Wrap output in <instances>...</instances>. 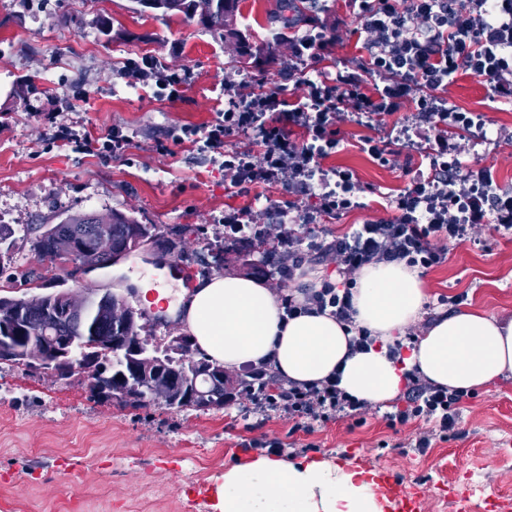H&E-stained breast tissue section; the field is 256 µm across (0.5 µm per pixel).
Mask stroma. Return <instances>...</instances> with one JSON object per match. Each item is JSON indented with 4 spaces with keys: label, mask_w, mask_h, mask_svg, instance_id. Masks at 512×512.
Returning a JSON list of instances; mask_svg holds the SVG:
<instances>
[{
    "label": "stroma",
    "mask_w": 512,
    "mask_h": 512,
    "mask_svg": "<svg viewBox=\"0 0 512 512\" xmlns=\"http://www.w3.org/2000/svg\"><path fill=\"white\" fill-rule=\"evenodd\" d=\"M315 13L323 30L349 33L326 55L323 70L333 76L357 69L365 50L353 34L361 21L348 0H319ZM102 17L112 23L111 37L98 33ZM236 27L251 48L243 67L198 21L142 15L132 0H0V225L15 230L0 243L7 269L0 297L108 290L143 310L146 336L160 337L179 325L144 307L139 281L164 268L185 281L213 271L260 276L261 254L225 247L219 220L230 210L288 200V192L261 186L233 194L210 152L172 143L173 131L210 123L223 111L227 73L289 97L302 94L297 76L267 50L284 27L278 0H241ZM146 54L190 68L183 97L160 100L152 88L119 78L126 59ZM443 96L473 119L469 129L451 133L461 161L485 168L501 192L512 194V102L470 75ZM50 112L83 131L122 124L131 148L125 157L102 158L53 145L41 137ZM434 135L407 110L382 125L363 115L345 124L339 148L322 166L353 170L357 205L324 219L319 236L329 242L353 225L391 218L390 202L409 187L413 171L428 170L418 146ZM367 137L385 138L395 162L384 166L364 152ZM159 140L172 144V153L159 154ZM114 212L154 225L156 243L90 273L47 267L32 249L34 234L64 216ZM179 232L183 253L167 252ZM447 249V261L422 274L429 296L423 321L462 308L512 317V231L490 222ZM428 428L413 420L391 430L372 409L361 426L337 420L297 439L315 443L314 457L389 471L408 488L430 487L421 512H451L450 498L468 489L472 512H498L499 495L512 496V375L463 397L455 438L414 448L416 434ZM253 437L236 403L207 411L157 402L132 407L92 393L85 381H55L0 363V512H212L216 478L248 456Z\"/></svg>",
    "instance_id": "35a3bbf8"
}]
</instances>
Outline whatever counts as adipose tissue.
I'll return each mask as SVG.
<instances>
[{
	"instance_id": "adipose-tissue-1",
	"label": "adipose tissue",
	"mask_w": 512,
	"mask_h": 512,
	"mask_svg": "<svg viewBox=\"0 0 512 512\" xmlns=\"http://www.w3.org/2000/svg\"><path fill=\"white\" fill-rule=\"evenodd\" d=\"M146 306L179 321L197 353L225 370L271 361L281 375L311 384L340 373V386L370 404L400 396L408 371L429 383L468 394L512 374V318L477 309L440 315L398 355L389 348L420 319L425 283L402 262L364 266L353 290L354 323L330 312L285 317L263 282L215 272L172 293L165 284L141 282ZM369 331L364 350L351 344ZM213 512H384L373 474L350 461H288L253 455L225 469L213 492Z\"/></svg>"
}]
</instances>
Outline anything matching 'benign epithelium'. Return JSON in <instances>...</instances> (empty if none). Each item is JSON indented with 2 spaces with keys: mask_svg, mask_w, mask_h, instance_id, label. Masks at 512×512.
I'll return each mask as SVG.
<instances>
[{
  "mask_svg": "<svg viewBox=\"0 0 512 512\" xmlns=\"http://www.w3.org/2000/svg\"><path fill=\"white\" fill-rule=\"evenodd\" d=\"M45 234L51 237L55 262L59 266L90 270L104 269L127 255V250L113 242L112 229L108 224L84 227L73 224L70 229L55 232L49 227ZM95 298V291L88 290L76 295L68 290L52 295H35L22 300L0 298V314L6 315L0 321V355L15 356L20 352L17 341L29 332L30 316L63 314L72 327L82 328L87 310ZM140 316L127 299L115 296L103 321L112 326V335L98 336L95 333L61 334L56 331L40 336L36 351L30 360L37 362L39 371L56 381H68L77 376L90 384L93 391L113 399H130L125 381L139 379L144 383V394L138 396L141 402L171 403L176 389L175 381L155 369L159 358L150 348L149 339L141 336ZM161 343L172 358L195 362L193 349L186 337L172 334L161 339ZM95 348L105 363L120 361V368L107 366L88 368L81 361L87 349ZM218 382L205 390L194 389L196 396L207 398L222 391H232L237 386L234 376L221 372Z\"/></svg>",
  "mask_w": 512,
  "mask_h": 512,
  "instance_id": "7a95c632",
  "label": "benign epithelium"
}]
</instances>
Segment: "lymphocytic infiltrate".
I'll return each instance as SVG.
<instances>
[{
    "mask_svg": "<svg viewBox=\"0 0 512 512\" xmlns=\"http://www.w3.org/2000/svg\"><path fill=\"white\" fill-rule=\"evenodd\" d=\"M358 7L360 32L367 56L354 71L330 78L317 72L329 44L340 42L343 32L333 29L328 39L306 30L288 39L284 65L299 78L302 96L290 99L274 87L252 85L236 74L224 78V110L200 129H184L182 139L200 144L213 154L224 173V183L234 193L251 188L282 187L289 201L277 203V223L269 224L260 207L225 213L224 240L243 249H262L264 259L280 278L293 277L304 265L335 264L340 285L323 283L294 295L279 289L287 316L332 309L344 323L352 321V290L358 272L379 261H402L411 267L430 269L445 262L444 241L464 238L486 219L512 229V196L491 190L485 170L464 169L456 149L449 147L448 129H467L468 113L450 110L442 91L457 74L488 81L499 98L512 100V0H352ZM379 75L384 84L367 89L366 77ZM119 77L131 84L154 86L159 98L181 97L190 80L183 67L159 66L144 56L125 63ZM413 104L418 121L434 128L436 136L429 158L435 174L413 179L410 188L393 202L390 219L356 225L342 238L325 242L314 231L322 217L355 205L356 183L352 171L326 169L321 165L342 141V127L357 114L377 119ZM53 142L73 152L97 151L120 157L132 143L125 127L112 125L104 134L90 138L49 113ZM244 136L248 147L228 148L229 140ZM317 192L313 211L298 210L296 197ZM408 405L385 413L389 428L421 419L435 423L436 432L415 438L419 448L430 447L433 437L447 439L458 423L459 392L424 380L418 372L407 374ZM247 400V412L261 429L269 419L288 422L279 436L263 434L257 446L294 447L297 433L312 434L316 426L347 418L361 424L367 403L350 398L336 380L299 385L278 375L270 364L250 367L236 391Z\"/></svg>",
    "mask_w": 512,
    "mask_h": 512,
    "instance_id": "1",
    "label": "lymphocytic infiltrate"
}]
</instances>
